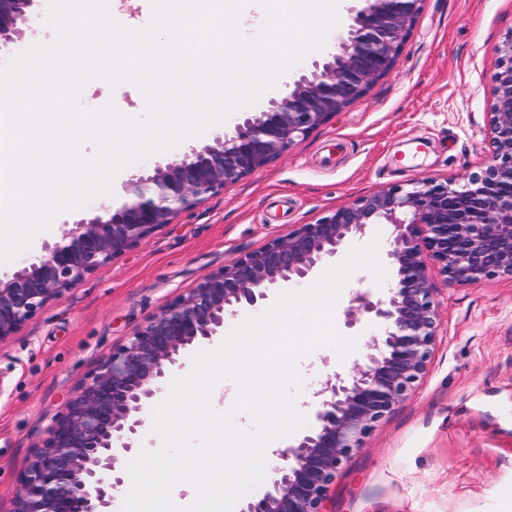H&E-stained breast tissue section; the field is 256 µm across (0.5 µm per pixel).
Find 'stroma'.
<instances>
[{
    "instance_id": "obj_1",
    "label": "stroma",
    "mask_w": 512,
    "mask_h": 512,
    "mask_svg": "<svg viewBox=\"0 0 512 512\" xmlns=\"http://www.w3.org/2000/svg\"><path fill=\"white\" fill-rule=\"evenodd\" d=\"M511 32L512 0H424L364 97L1 341L0 512L76 386L204 274L380 187L483 162L494 49ZM77 101L145 109L126 84L84 86ZM430 278L442 325L428 372L338 471L327 512H512V282Z\"/></svg>"
}]
</instances>
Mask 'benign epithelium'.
I'll return each instance as SVG.
<instances>
[{"mask_svg":"<svg viewBox=\"0 0 512 512\" xmlns=\"http://www.w3.org/2000/svg\"><path fill=\"white\" fill-rule=\"evenodd\" d=\"M336 51L312 64L265 109L176 161L127 175L125 198L105 202L60 239L0 279V342L61 294L135 249L182 214L283 157L300 137L362 98L388 75L423 0H364ZM37 0H0V52L35 17ZM488 158L461 178L423 177L378 188L315 224H297L263 248L201 277L112 349L64 405L20 474L13 512H114L118 461L143 445L144 416L189 347L224 333V321L268 305L310 278L371 224L390 232V288L352 293L347 322L366 340L351 367L317 381L312 425L273 452L267 486L238 512H325L336 473L375 423L427 371L440 329L430 269L460 287L512 281V33L495 49Z\"/></svg>","mask_w":512,"mask_h":512,"instance_id":"obj_1","label":"benign epithelium"}]
</instances>
